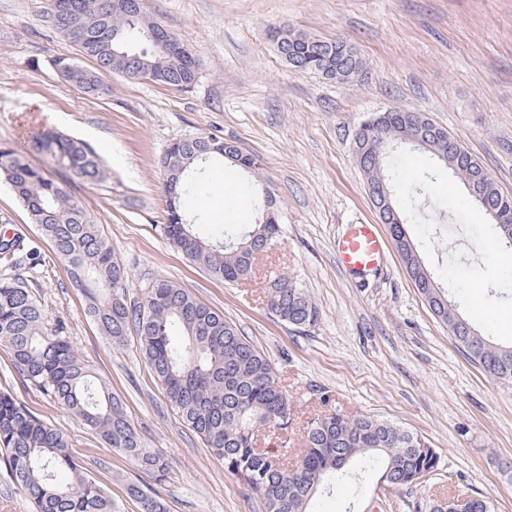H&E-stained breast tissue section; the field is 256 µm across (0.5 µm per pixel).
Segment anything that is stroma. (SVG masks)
I'll list each match as a JSON object with an SVG mask.
<instances>
[{
	"instance_id": "1",
	"label": "stroma",
	"mask_w": 512,
	"mask_h": 512,
	"mask_svg": "<svg viewBox=\"0 0 512 512\" xmlns=\"http://www.w3.org/2000/svg\"><path fill=\"white\" fill-rule=\"evenodd\" d=\"M48 0H0V144L19 146L51 128L85 142L107 175L69 185L126 267L129 297L168 280L223 312L274 363L298 425L322 396L348 415L393 422L427 438L440 457L423 482L386 488L369 468L357 492L321 494L317 512H429L448 496L480 497L492 512H512V383L474 364L431 312L393 243L376 271L341 267L336 239L353 224H378L354 152L357 130L372 114L419 112L445 128L512 195V0H144L147 15L176 34L198 65L181 91L149 79L105 76L109 91L84 94L63 85L58 57L80 60L78 47L46 21ZM285 25L314 37L340 38L367 63L359 79L339 83L292 72L267 37ZM198 134L235 142L257 156L280 212L283 236L261 257L254 278L227 283L189 261L164 236L166 201L159 159L168 145ZM409 212L408 187L422 202L457 216L454 224L411 219L408 236L449 303L494 345L512 347V331L493 325L512 311V267H495L489 242L512 259L497 228L474 208L460 180L410 145L392 152ZM234 179L241 205L223 221L207 213L195 232L221 239L228 224L255 223L263 205L250 179L227 162L206 174ZM24 237L39 263L32 285L60 319L77 352L121 398L129 419L168 465L157 487L167 512H265L257 492L227 471L181 420L142 355L136 335L115 346L85 312L68 265L0 181V232ZM285 274L319 310L295 328L278 320L264 294L269 274ZM12 393L67 435L76 462L108 491L116 512H138L126 493L140 473L126 457L48 396L15 374L0 344V391Z\"/></svg>"
}]
</instances>
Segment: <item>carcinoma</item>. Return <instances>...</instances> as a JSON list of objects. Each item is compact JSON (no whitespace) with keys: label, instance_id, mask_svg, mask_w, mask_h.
<instances>
[{"label":"carcinoma","instance_id":"obj_1","mask_svg":"<svg viewBox=\"0 0 512 512\" xmlns=\"http://www.w3.org/2000/svg\"><path fill=\"white\" fill-rule=\"evenodd\" d=\"M50 26L75 43L95 63L87 69L59 57L54 66L61 80L90 95L106 92L102 73L153 81L187 90L197 79V66L188 47L169 33L170 49L158 52L152 34L164 31L143 11L142 4L124 13L112 11L109 0H50ZM270 40L296 73L323 74L338 82L358 78L365 61L357 48L340 39H323L273 26ZM377 125L362 127L364 143L383 145L392 139L424 135L420 150L432 157L442 153L463 182L478 185L484 198L481 211H493L512 224V196L500 193L479 159L464 146L448 154L447 130L418 112L376 115ZM224 139L189 136L171 143L160 159L167 221L165 237L190 260L226 282L252 278L256 261L266 252L265 241L281 236L278 224L257 222L247 229L224 232V240L209 241L181 219L182 202L203 187L202 165L224 154L216 147ZM32 149L48 156L66 172L69 183H93L105 171L81 140L46 129L32 137ZM390 148L376 157L355 152L366 185L378 190L374 205L394 198L399 183L386 172ZM0 180L8 183L33 223L68 264L71 285L85 299L86 312L115 346L130 331L184 424L198 434L215 457L238 479L258 492L266 512H315V498L353 482L350 466L377 467L394 488L417 484L439 465L436 451L425 439L391 422L350 416L320 399L321 410L304 431V448L293 464L257 446L261 429L285 433L293 418L288 396L272 361L239 332L224 314L200 302L191 292L158 280L141 301H129V274L117 260L99 225L60 183L30 165L24 152L0 147ZM391 240L403 256L418 290L428 286L418 259L394 223ZM0 257L13 273L0 278V343L11 351L19 378L38 387L54 403L88 426L105 448L128 458L141 473L157 481L167 470L164 459L149 448L128 419L119 398L109 391L89 362L75 350L61 320L51 321L37 298L28 270L32 253L18 234L0 235ZM269 310L294 327L315 324L319 310L306 291L279 275L265 287ZM455 340L491 377L512 382V348L488 342L475 332ZM0 462L12 482L31 501L34 512H112L106 489L87 477L74 461L66 435L11 394L0 392ZM69 479L59 480V473ZM127 494L140 512H166L161 497L147 484L131 481Z\"/></svg>","mask_w":512,"mask_h":512}]
</instances>
